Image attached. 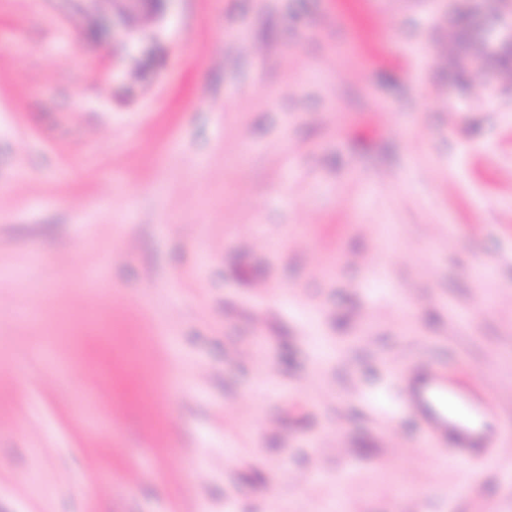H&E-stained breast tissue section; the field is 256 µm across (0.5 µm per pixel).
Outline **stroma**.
Instances as JSON below:
<instances>
[{
  "label": "stroma",
  "instance_id": "1",
  "mask_svg": "<svg viewBox=\"0 0 512 512\" xmlns=\"http://www.w3.org/2000/svg\"><path fill=\"white\" fill-rule=\"evenodd\" d=\"M124 7L0 0V512H512V39L450 40L512 0ZM420 358L499 451L419 432Z\"/></svg>",
  "mask_w": 512,
  "mask_h": 512
}]
</instances>
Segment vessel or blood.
<instances>
[{"label":"vessel or blood","instance_id":"vessel-or-blood-1","mask_svg":"<svg viewBox=\"0 0 512 512\" xmlns=\"http://www.w3.org/2000/svg\"><path fill=\"white\" fill-rule=\"evenodd\" d=\"M402 401L424 433L448 447L453 456L469 457L494 450L488 419L496 404L480 386L455 381L450 368L428 362L402 374Z\"/></svg>","mask_w":512,"mask_h":512}]
</instances>
